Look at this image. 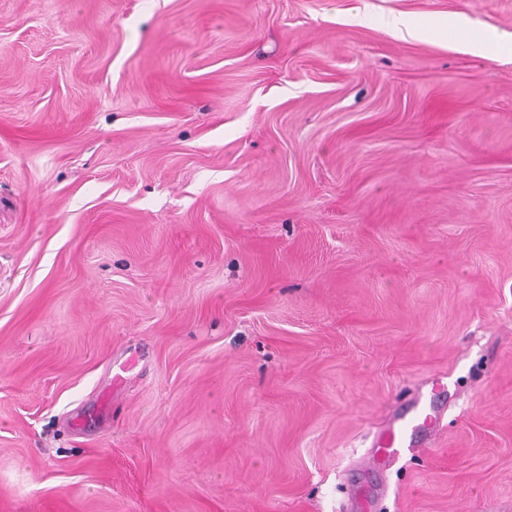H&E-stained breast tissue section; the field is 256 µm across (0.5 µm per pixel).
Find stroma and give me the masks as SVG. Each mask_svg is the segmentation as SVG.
Wrapping results in <instances>:
<instances>
[{
	"label": "stroma",
	"mask_w": 512,
	"mask_h": 512,
	"mask_svg": "<svg viewBox=\"0 0 512 512\" xmlns=\"http://www.w3.org/2000/svg\"><path fill=\"white\" fill-rule=\"evenodd\" d=\"M473 29L512 0H0V512H512ZM434 424V417L427 413L426 408L416 404L409 414L397 419L380 439L378 451L374 455L376 462L382 464L385 460L398 457L409 436Z\"/></svg>",
	"instance_id": "1"
}]
</instances>
